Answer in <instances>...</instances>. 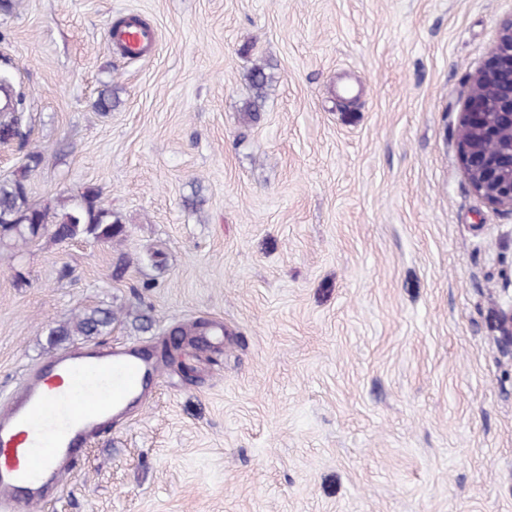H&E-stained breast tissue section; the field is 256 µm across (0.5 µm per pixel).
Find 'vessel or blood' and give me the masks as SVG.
I'll return each mask as SVG.
<instances>
[{"label":"vessel or blood","mask_w":512,"mask_h":512,"mask_svg":"<svg viewBox=\"0 0 512 512\" xmlns=\"http://www.w3.org/2000/svg\"><path fill=\"white\" fill-rule=\"evenodd\" d=\"M126 57L144 56L156 33L137 20L110 33ZM156 362L137 348L77 347L54 357L0 411V504L35 512L56 489L63 464L129 404L143 399Z\"/></svg>","instance_id":"1"}]
</instances>
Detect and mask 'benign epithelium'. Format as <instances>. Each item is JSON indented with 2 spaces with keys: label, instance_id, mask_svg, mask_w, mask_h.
I'll return each instance as SVG.
<instances>
[{
  "label": "benign epithelium",
  "instance_id": "7a95c632",
  "mask_svg": "<svg viewBox=\"0 0 512 512\" xmlns=\"http://www.w3.org/2000/svg\"><path fill=\"white\" fill-rule=\"evenodd\" d=\"M457 149L473 192L512 212V16L500 23L488 61L470 75ZM497 330L503 354L512 357V295L498 309Z\"/></svg>",
  "mask_w": 512,
  "mask_h": 512
}]
</instances>
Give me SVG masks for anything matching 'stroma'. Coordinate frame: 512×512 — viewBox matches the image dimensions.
Listing matches in <instances>:
<instances>
[{
	"label": "stroma",
	"mask_w": 512,
	"mask_h": 512,
	"mask_svg": "<svg viewBox=\"0 0 512 512\" xmlns=\"http://www.w3.org/2000/svg\"><path fill=\"white\" fill-rule=\"evenodd\" d=\"M157 32L132 61L108 31ZM512 0H20L0 71L31 197L100 189L118 242L0 263V407L77 346L152 349L144 406L38 512H512V213L456 133ZM272 77L247 112L245 74ZM111 93L117 104L101 111ZM106 335L50 332L78 309ZM224 324L221 343L192 341ZM498 342L503 354L512 358V293L502 304L497 313ZM115 313L112 309L102 307L84 308L75 315L72 322L51 331V336H59L58 341L66 340L68 336H84L92 338L106 333L112 326Z\"/></svg>",
	"instance_id": "obj_1"
}]
</instances>
